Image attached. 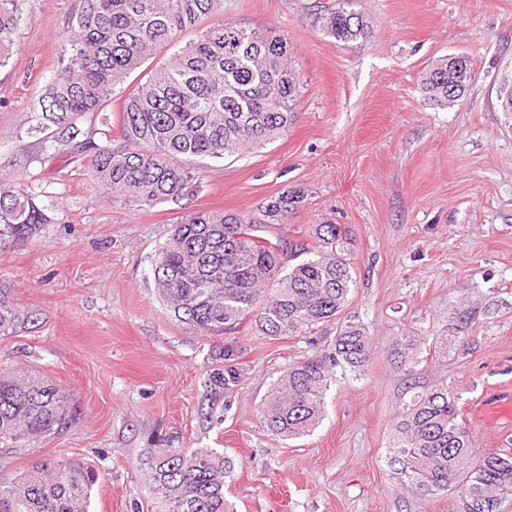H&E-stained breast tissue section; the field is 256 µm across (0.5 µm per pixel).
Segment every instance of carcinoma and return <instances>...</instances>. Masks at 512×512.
I'll use <instances>...</instances> for the list:
<instances>
[{"label":"carcinoma","mask_w":512,"mask_h":512,"mask_svg":"<svg viewBox=\"0 0 512 512\" xmlns=\"http://www.w3.org/2000/svg\"><path fill=\"white\" fill-rule=\"evenodd\" d=\"M19 0H0V66L19 23ZM358 0H338L324 18V34L343 43L368 36ZM224 0H80L59 37L58 66L39 102L35 130L50 131L62 147L71 130L105 111L124 94L119 137L112 145L109 121L89 153V176L132 211L195 195L200 179L185 163L224 160L283 135L294 118L300 78L287 41L221 19L199 31L202 18L221 14ZM170 53L159 58L162 52ZM461 67L443 56L423 73L421 90L448 109L461 97L448 82L465 81L472 61ZM136 82H129L131 75ZM303 195L289 191L267 203L265 220L199 210L181 217L156 252L153 281L172 316L200 332L221 336L251 318L260 336L276 338L334 318L349 302L351 267L336 250L340 229L320 224L319 245L262 236L296 210ZM51 208L16 186L0 185V251L23 246L52 222ZM42 314L20 306L0 285V336L32 332ZM372 343L358 329H342L334 351L288 368L264 402L267 432L282 440L309 435L322 420L330 372L345 364L361 369ZM390 356L411 373L416 343L403 338ZM239 351H214L202 382L204 421L224 422V399L241 380ZM69 396L36 374L0 372V444L30 446L55 437L75 422ZM393 454L407 483L424 495L460 493L464 512H499L512 495V451L478 455L460 420L458 397L443 384L414 396L395 424ZM157 512H233L224 497L231 461L215 448H150L141 460ZM98 481L78 460L45 459L11 478L0 477V512H89Z\"/></svg>","instance_id":"carcinoma-1"}]
</instances>
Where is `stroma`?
I'll use <instances>...</instances> for the list:
<instances>
[{"label": "stroma", "instance_id": "stroma-1", "mask_svg": "<svg viewBox=\"0 0 512 512\" xmlns=\"http://www.w3.org/2000/svg\"><path fill=\"white\" fill-rule=\"evenodd\" d=\"M337 0H224V19L272 30L288 43L302 93L286 135L221 162L200 161L202 187L184 205L141 212L89 178L78 143L32 133L57 68L58 41L78 0H19L7 66L0 67V174L54 204L34 243L0 251V282L41 312L33 332L0 337V368L56 382L77 419L32 448H1L0 476L40 458L73 459L98 474L91 512H152L140 459L148 448H217L234 464L225 497L236 512H462L458 498L401 482L393 426L412 392L447 383L477 454L512 449V418L472 408L512 388V126L496 75L512 62V0H361L369 38L327 37L319 17ZM468 55L472 81L459 105L425 101L431 61ZM304 199L271 235L315 245L339 225L356 290L335 320L292 336L224 335L243 378L224 422L198 415L212 337L158 301L156 251L185 211L261 217L281 193ZM373 343L364 371L339 367L310 435L282 440L259 411L295 362L331 351L340 331ZM454 337L447 356L406 376L388 357L396 337Z\"/></svg>", "mask_w": 512, "mask_h": 512}]
</instances>
